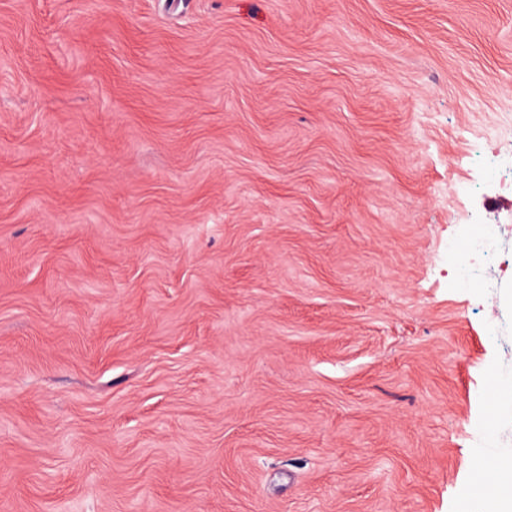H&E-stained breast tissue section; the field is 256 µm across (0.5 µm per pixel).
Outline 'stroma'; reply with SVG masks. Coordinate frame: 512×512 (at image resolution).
<instances>
[{
	"mask_svg": "<svg viewBox=\"0 0 512 512\" xmlns=\"http://www.w3.org/2000/svg\"><path fill=\"white\" fill-rule=\"evenodd\" d=\"M511 172L512 0H0V512H460Z\"/></svg>",
	"mask_w": 512,
	"mask_h": 512,
	"instance_id": "stroma-1",
	"label": "stroma"
}]
</instances>
